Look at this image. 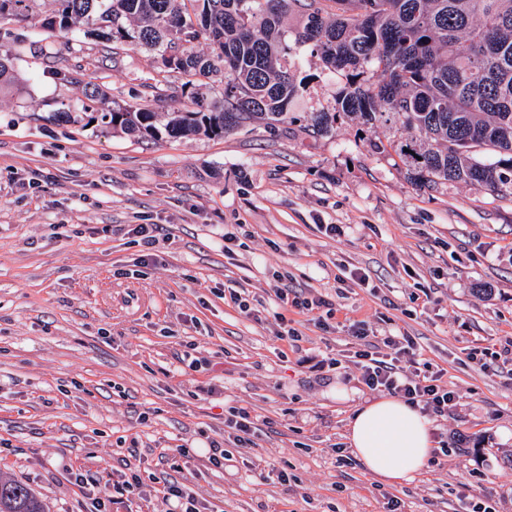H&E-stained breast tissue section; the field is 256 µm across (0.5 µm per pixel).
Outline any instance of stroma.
Listing matches in <instances>:
<instances>
[{
	"mask_svg": "<svg viewBox=\"0 0 512 512\" xmlns=\"http://www.w3.org/2000/svg\"><path fill=\"white\" fill-rule=\"evenodd\" d=\"M56 7L35 0L0 21L20 78L0 93V477L50 512H93L77 475L111 477L135 454L140 512H169L176 480L210 512H388L392 500L398 512H512V194L410 183L394 152L373 148L408 140L399 123L309 135L302 115L342 81L307 45L292 52L307 83L295 123L215 139L113 132L87 84L166 118L186 107L187 78L133 44L109 62L102 39L48 32ZM135 224L163 227L149 261ZM228 232L240 240L229 252ZM277 284L327 300V328L281 311ZM279 311L296 340L277 339ZM356 321L411 337L456 393L431 427L461 447L399 487L346 442L372 397L350 358ZM232 407L257 417L254 447L225 438ZM213 445L230 466L209 463ZM269 467L288 482L260 479Z\"/></svg>",
	"mask_w": 512,
	"mask_h": 512,
	"instance_id": "stroma-1",
	"label": "stroma"
}]
</instances>
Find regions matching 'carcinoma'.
Masks as SVG:
<instances>
[{"label":"carcinoma","instance_id":"1","mask_svg":"<svg viewBox=\"0 0 512 512\" xmlns=\"http://www.w3.org/2000/svg\"><path fill=\"white\" fill-rule=\"evenodd\" d=\"M32 0H0V17H24ZM45 26L157 53L162 67L222 74V93L166 123L147 107H112L98 87L85 96L112 130L152 138H219L247 123L296 120L304 89L288 67L285 15L302 28L323 68L344 78L331 106L304 116L315 136L336 123L403 120L410 141L392 148L416 186L464 182L512 193V0H57ZM208 41L210 52L196 50ZM15 81L13 50L0 44V88ZM0 512H48L28 487L0 479Z\"/></svg>","mask_w":512,"mask_h":512}]
</instances>
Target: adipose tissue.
<instances>
[{
	"instance_id": "ef3b65f1",
	"label": "adipose tissue",
	"mask_w": 512,
	"mask_h": 512,
	"mask_svg": "<svg viewBox=\"0 0 512 512\" xmlns=\"http://www.w3.org/2000/svg\"><path fill=\"white\" fill-rule=\"evenodd\" d=\"M346 439L365 470L392 485L412 481L434 453L430 421L392 397L361 405L347 426Z\"/></svg>"
}]
</instances>
